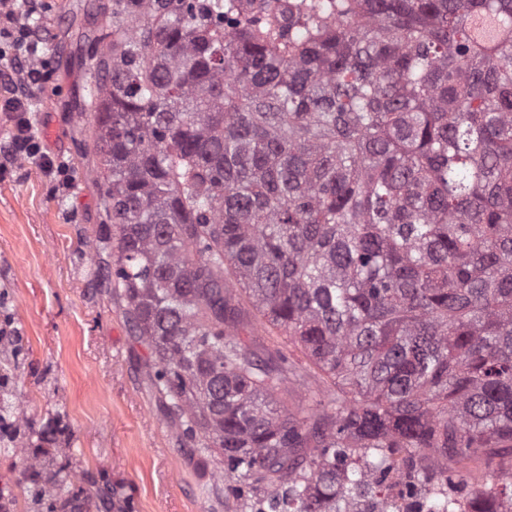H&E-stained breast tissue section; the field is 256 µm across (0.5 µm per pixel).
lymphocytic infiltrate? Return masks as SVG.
I'll use <instances>...</instances> for the list:
<instances>
[{"mask_svg": "<svg viewBox=\"0 0 512 512\" xmlns=\"http://www.w3.org/2000/svg\"><path fill=\"white\" fill-rule=\"evenodd\" d=\"M40 0H8L0 8V107L14 115V125L0 162V173L10 162L24 159L34 163L59 186L70 187L69 167L45 151L34 134L29 117L31 102L22 86L41 82L42 71L33 64L42 39L32 18L40 12Z\"/></svg>", "mask_w": 512, "mask_h": 512, "instance_id": "obj_1", "label": "lymphocytic infiltrate"}]
</instances>
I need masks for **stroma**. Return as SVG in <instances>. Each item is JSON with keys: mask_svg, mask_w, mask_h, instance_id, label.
<instances>
[{"mask_svg": "<svg viewBox=\"0 0 512 512\" xmlns=\"http://www.w3.org/2000/svg\"><path fill=\"white\" fill-rule=\"evenodd\" d=\"M40 58L47 82L26 90L35 135L66 162L73 184L55 185L16 161L0 180V328L16 354L17 412L32 438L62 429L65 497L83 512H249L180 434L148 376L149 352L131 335L125 307L101 277L108 254L82 242L103 223L104 187L93 173L96 114L84 104L87 52L112 0H42ZM35 477L0 447V502L34 506Z\"/></svg>", "mask_w": 512, "mask_h": 512, "instance_id": "1", "label": "stroma"}]
</instances>
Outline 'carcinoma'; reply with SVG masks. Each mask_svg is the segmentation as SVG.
<instances>
[{
  "label": "carcinoma",
  "instance_id": "cac0c4a2",
  "mask_svg": "<svg viewBox=\"0 0 512 512\" xmlns=\"http://www.w3.org/2000/svg\"><path fill=\"white\" fill-rule=\"evenodd\" d=\"M476 16L508 22L483 41ZM86 105L152 385L268 512H512V0H112ZM306 360L260 357L250 312ZM324 388L288 410V376ZM21 394L0 385V422ZM9 446L66 488L53 430ZM434 465L438 470L452 468L454 470L460 471L472 484L482 482L483 475L486 471L484 457L459 460L458 458L451 457L448 454V457H438L435 460Z\"/></svg>",
  "mask_w": 512,
  "mask_h": 512
}]
</instances>
